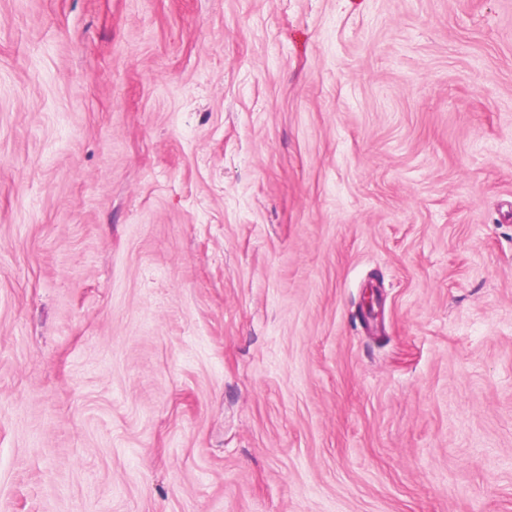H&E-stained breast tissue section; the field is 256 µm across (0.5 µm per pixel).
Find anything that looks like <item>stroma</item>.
<instances>
[{"label":"stroma","mask_w":512,"mask_h":512,"mask_svg":"<svg viewBox=\"0 0 512 512\" xmlns=\"http://www.w3.org/2000/svg\"><path fill=\"white\" fill-rule=\"evenodd\" d=\"M0 512H512V0H0Z\"/></svg>","instance_id":"stroma-1"}]
</instances>
